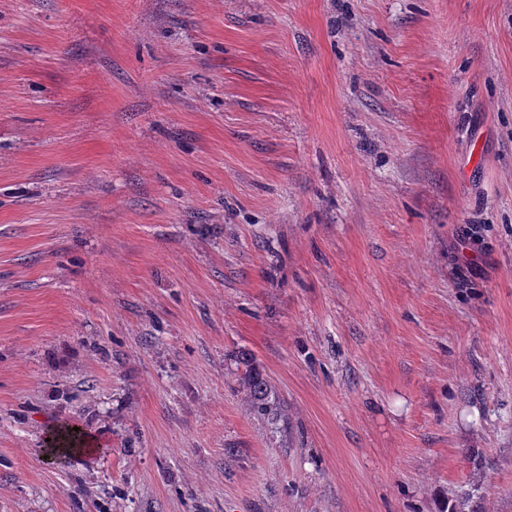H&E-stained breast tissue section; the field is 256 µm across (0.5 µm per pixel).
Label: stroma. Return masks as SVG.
I'll list each match as a JSON object with an SVG mask.
<instances>
[{
	"instance_id": "obj_1",
	"label": "stroma",
	"mask_w": 512,
	"mask_h": 512,
	"mask_svg": "<svg viewBox=\"0 0 512 512\" xmlns=\"http://www.w3.org/2000/svg\"><path fill=\"white\" fill-rule=\"evenodd\" d=\"M0 512H512V0H0ZM242 361L247 367L244 374V382L253 398L254 408L264 417L267 416L270 419L269 416H271V420L273 421L274 417H277V406L274 402L269 400L268 384L266 380L260 377L256 372L251 360L242 357Z\"/></svg>"
}]
</instances>
